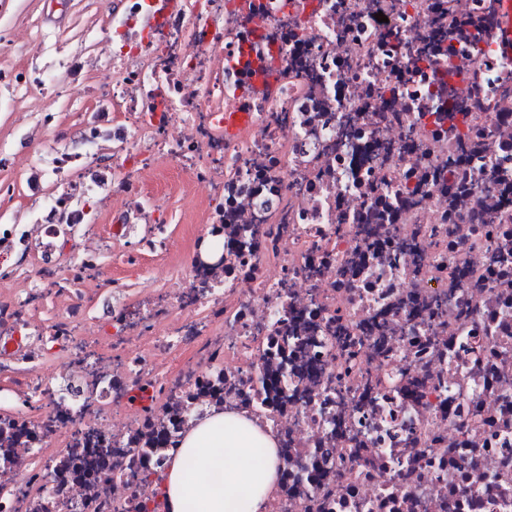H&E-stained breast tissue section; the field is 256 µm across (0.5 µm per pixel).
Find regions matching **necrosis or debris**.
I'll return each instance as SVG.
<instances>
[{"label":"necrosis or debris","instance_id":"1","mask_svg":"<svg viewBox=\"0 0 512 512\" xmlns=\"http://www.w3.org/2000/svg\"><path fill=\"white\" fill-rule=\"evenodd\" d=\"M112 255L167 253L159 159L204 253L163 288L0 289V512H166L211 408L277 439L266 512H512V24L506 0H121ZM42 55L0 69L34 111ZM229 111L248 113L232 136ZM93 349L72 353L75 332ZM89 305V312L97 317V324L99 325L103 335L111 334L112 322L110 310L112 309V294L111 295H92L85 298Z\"/></svg>","mask_w":512,"mask_h":512}]
</instances>
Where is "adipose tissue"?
<instances>
[{
	"label": "adipose tissue",
	"instance_id": "obj_1",
	"mask_svg": "<svg viewBox=\"0 0 512 512\" xmlns=\"http://www.w3.org/2000/svg\"><path fill=\"white\" fill-rule=\"evenodd\" d=\"M280 467L274 438L255 420L239 412L205 413L167 463V512H266Z\"/></svg>",
	"mask_w": 512,
	"mask_h": 512
}]
</instances>
